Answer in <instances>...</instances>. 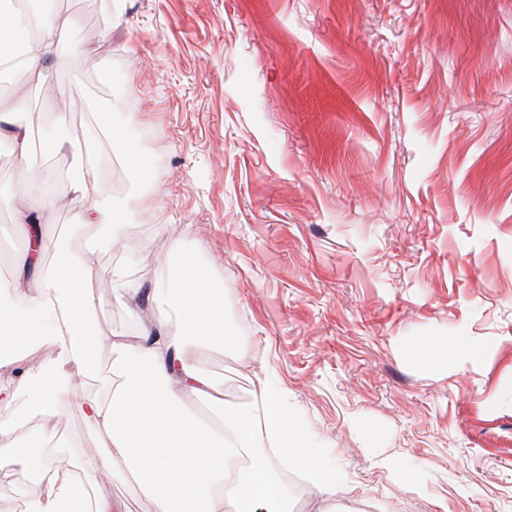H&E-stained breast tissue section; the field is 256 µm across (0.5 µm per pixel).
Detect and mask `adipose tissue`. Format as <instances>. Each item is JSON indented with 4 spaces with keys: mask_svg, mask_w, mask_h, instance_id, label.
Listing matches in <instances>:
<instances>
[{
    "mask_svg": "<svg viewBox=\"0 0 512 512\" xmlns=\"http://www.w3.org/2000/svg\"><path fill=\"white\" fill-rule=\"evenodd\" d=\"M60 32V18L49 10L33 20L12 0H0V82L22 71L36 88L46 87L48 65L64 63ZM80 159L70 188L84 202L82 225L123 224L124 212L93 192L102 176L93 147ZM31 195L33 208L8 227L24 246L17 274L0 282V471L19 465L33 477L39 493L26 512H127L123 501L99 492L105 469L138 487L145 512H297L282 479L291 466L308 473L324 500L335 501L343 475L324 461L268 377L256 376L249 404L229 409L222 380L188 361V344L207 349L229 339L224 289L196 253L178 256L167 313L141 306L140 286L125 285L121 302L133 309L137 331L118 335L99 316L100 274L91 255L75 253L68 235H46L57 204L50 185L36 184ZM50 248L58 261L47 270L42 260ZM172 315L182 332H171ZM105 342L113 360L104 391L76 405L91 449L59 442L45 423L29 441H18L6 416L15 399L26 396L46 415L58 410L74 378L97 373ZM47 348L56 351L48 363L39 358ZM191 396L213 403L210 419L194 414Z\"/></svg>",
    "mask_w": 512,
    "mask_h": 512,
    "instance_id": "ef3b65f1",
    "label": "adipose tissue"
}]
</instances>
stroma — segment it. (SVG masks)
Here are the masks:
<instances>
[{"label": "stroma", "instance_id": "1", "mask_svg": "<svg viewBox=\"0 0 512 512\" xmlns=\"http://www.w3.org/2000/svg\"><path fill=\"white\" fill-rule=\"evenodd\" d=\"M67 67L18 125H64L27 168L0 139V216L32 173L66 209L49 236L95 247L101 318L131 331L112 272L155 287L195 252L224 285L227 345L194 360L224 404L265 375L344 473L336 512H512V0H56ZM147 152L149 184L101 142L80 226L69 174L96 114ZM472 347L419 363L425 337ZM422 469L416 493L379 459ZM93 155V146H87L85 152L80 153V166L70 177L72 194L85 202L80 224L85 227L105 225L114 228L125 223V214L112 201L94 195L93 189L99 182L102 171Z\"/></svg>", "mask_w": 512, "mask_h": 512}]
</instances>
